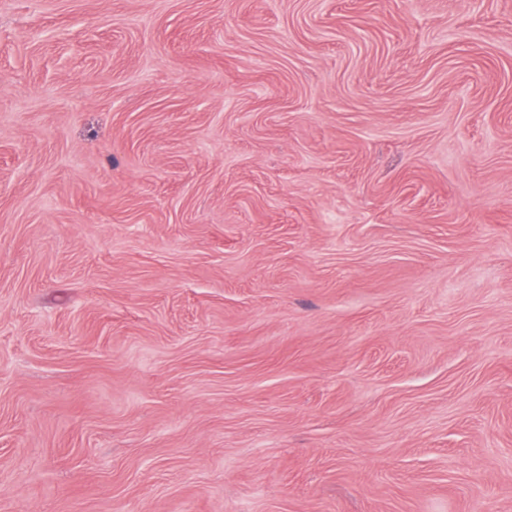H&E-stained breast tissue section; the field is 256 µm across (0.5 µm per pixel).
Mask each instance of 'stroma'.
Listing matches in <instances>:
<instances>
[{
    "mask_svg": "<svg viewBox=\"0 0 512 512\" xmlns=\"http://www.w3.org/2000/svg\"><path fill=\"white\" fill-rule=\"evenodd\" d=\"M0 512H512V0H0Z\"/></svg>",
    "mask_w": 512,
    "mask_h": 512,
    "instance_id": "stroma-1",
    "label": "stroma"
}]
</instances>
